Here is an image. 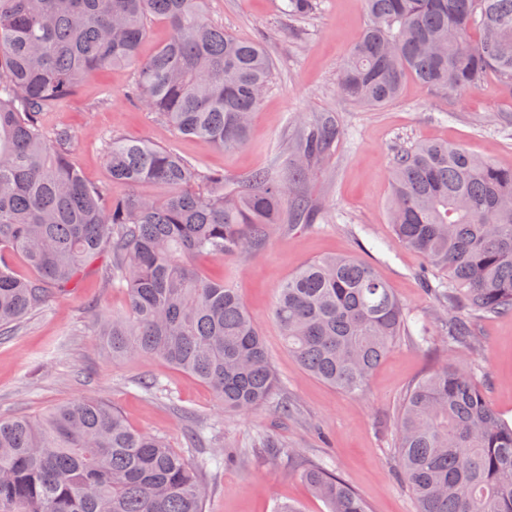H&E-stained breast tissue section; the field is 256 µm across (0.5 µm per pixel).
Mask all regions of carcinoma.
I'll use <instances>...</instances> for the list:
<instances>
[{"instance_id":"carcinoma-1","label":"carcinoma","mask_w":512,"mask_h":512,"mask_svg":"<svg viewBox=\"0 0 512 512\" xmlns=\"http://www.w3.org/2000/svg\"><path fill=\"white\" fill-rule=\"evenodd\" d=\"M367 24L344 59L339 86L376 109L405 79L435 94L476 90L489 71L512 95V0H363ZM314 0H288L295 20ZM169 36L140 56L147 23ZM133 70L125 98L181 136L222 150L243 146L271 83L265 47L209 19L207 0H0V336L80 283L99 259L127 293L100 331L114 359L159 358L211 390L224 411L247 414L279 386L264 337L236 289L206 264L264 247L304 204L289 187L340 136L313 120L283 174L241 181L202 171L144 140L99 134L111 185L84 182L68 150L77 132L47 131L44 113L94 73ZM396 244L448 279L430 289L446 309L442 342L475 349L469 320L512 315V167L446 142L400 152L391 171ZM20 255L33 274L16 273ZM273 314L288 353L310 375L361 392L409 311L371 265L350 256L306 263L278 288ZM400 476L419 512H512V424L462 365L445 363L407 393L396 422ZM274 463L293 449L263 440ZM229 455L190 457L121 412L80 397L38 415L0 419V512H205L203 473ZM299 475L328 512H368L320 462Z\"/></svg>"}]
</instances>
